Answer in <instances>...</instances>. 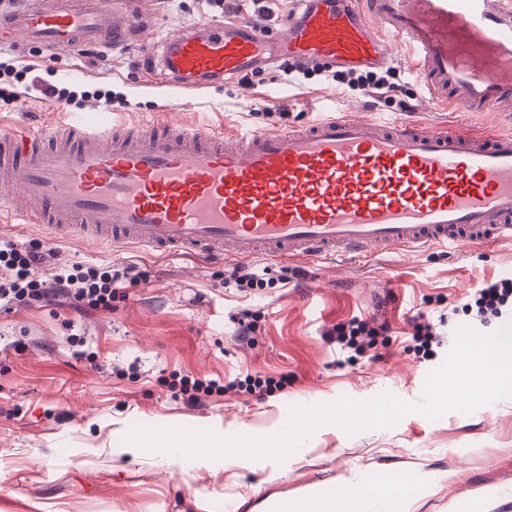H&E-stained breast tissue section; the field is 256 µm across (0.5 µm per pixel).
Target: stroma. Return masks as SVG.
<instances>
[{"mask_svg":"<svg viewBox=\"0 0 512 512\" xmlns=\"http://www.w3.org/2000/svg\"><path fill=\"white\" fill-rule=\"evenodd\" d=\"M153 18L135 29L124 50L97 44L78 51L6 45L0 59L33 66L39 87L0 77V124L51 125L59 114L42 87L74 91L72 112L109 109L117 122H142L166 112L170 121L212 126L243 123L270 131L303 125L318 112H372L370 98L334 91L323 77L294 84L278 67L252 78L215 83L174 109L169 92L146 85L142 55L180 28L211 18L252 15L250 0H131ZM110 92L112 106L92 98ZM335 101H327L328 92ZM0 239L41 242L57 267L77 262L137 264L140 284L129 286L111 311L52 308L0 311V512H283L311 490L374 489L371 512H512V397L472 414L431 421L419 414L395 426L346 434L324 425L283 463L268 459L186 460L124 443L136 425L211 429L230 436H267L286 423L294 405L367 400L389 392L419 400L428 373L470 318L464 297L481 280L512 277V245L346 266L306 259L296 265L255 260L270 287L239 291L224 282L232 260L115 253L72 237L53 240L34 224H1ZM307 270L295 278V268ZM250 312L252 343L238 338L237 318ZM425 316L439 336L431 355L411 339ZM388 321L377 350L349 355L328 341L326 328L351 318ZM81 344H73L72 335ZM95 360H88V353ZM135 366L133 377L115 368ZM189 374L226 381L248 374L287 375V386L265 397L228 393L186 405L167 383ZM400 483L378 491L379 476Z\"/></svg>","mask_w":512,"mask_h":512,"instance_id":"35a3bbf8","label":"stroma"}]
</instances>
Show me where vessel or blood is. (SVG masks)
<instances>
[{
  "label": "vessel or blood",
  "mask_w": 512,
  "mask_h": 512,
  "mask_svg": "<svg viewBox=\"0 0 512 512\" xmlns=\"http://www.w3.org/2000/svg\"><path fill=\"white\" fill-rule=\"evenodd\" d=\"M277 27L206 19L149 57L186 92L284 59L404 62L434 107L500 125L325 112L273 132L63 112L0 128V219L121 251L333 264L424 248L512 243V0H293ZM139 24L115 0H25L0 39L118 49Z\"/></svg>",
  "instance_id": "obj_1"
}]
</instances>
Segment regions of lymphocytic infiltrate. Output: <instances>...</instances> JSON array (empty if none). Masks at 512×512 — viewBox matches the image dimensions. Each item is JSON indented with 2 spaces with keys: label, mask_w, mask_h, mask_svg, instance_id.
Returning a JSON list of instances; mask_svg holds the SVG:
<instances>
[{
  "label": "lymphocytic infiltrate",
  "mask_w": 512,
  "mask_h": 512,
  "mask_svg": "<svg viewBox=\"0 0 512 512\" xmlns=\"http://www.w3.org/2000/svg\"><path fill=\"white\" fill-rule=\"evenodd\" d=\"M284 79L297 82L314 76H324L343 90L360 93L378 106H397L409 110L410 104L400 98V86L394 80L392 69H360L330 71L318 63L284 62L281 66ZM46 254L42 245L20 247L7 240H0V269L9 272L0 279V309L44 308L67 306L77 312L111 311L112 303L119 298L122 288L137 283L141 275L135 265L115 267L102 263H77L68 268H45ZM462 312L487 321L491 318L512 317V278H491L482 281L461 307ZM390 331L388 322L352 318L329 329L330 341L341 347L363 353L374 346L377 337ZM287 376L280 378L245 375L221 384L216 379H201L189 375L173 377L169 383L174 396L190 406L201 398L229 392H243L265 396L283 389Z\"/></svg>",
  "instance_id": "lymphocytic-infiltrate-1"
}]
</instances>
